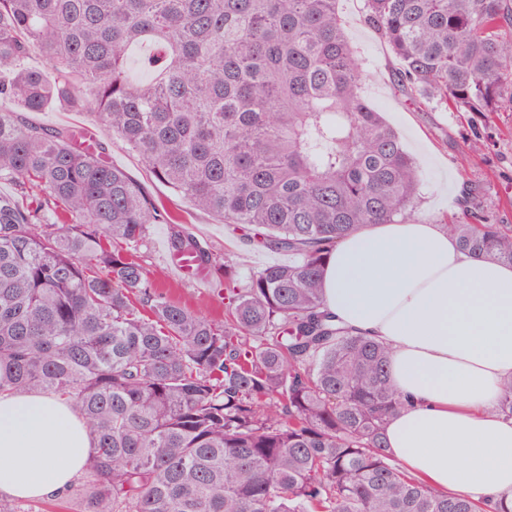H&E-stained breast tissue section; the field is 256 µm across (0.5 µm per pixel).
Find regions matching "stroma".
<instances>
[{
  "label": "stroma",
  "instance_id": "35a3bbf8",
  "mask_svg": "<svg viewBox=\"0 0 512 512\" xmlns=\"http://www.w3.org/2000/svg\"><path fill=\"white\" fill-rule=\"evenodd\" d=\"M361 11L362 0H339L348 37L368 72L363 96L383 112L420 167L419 217L439 224L456 217L461 212L463 190L472 184L480 190L479 201L488 221L512 225V111L504 109L473 117L411 105L393 81L397 63L392 53L362 22ZM28 118L50 128L91 129L109 162L126 171L161 212L171 217V224L151 225L141 259L160 288L170 291L193 310L220 317L224 312V295L216 280L183 281L167 266L165 255L172 225L182 227L221 260L236 263L237 282L242 286L253 271L289 262L288 253L259 247L248 229L223 223L192 207L158 182L139 156L111 131L96 124L89 114L47 110L29 113Z\"/></svg>",
  "mask_w": 512,
  "mask_h": 512
}]
</instances>
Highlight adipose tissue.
Listing matches in <instances>:
<instances>
[{
	"label": "adipose tissue",
	"mask_w": 512,
	"mask_h": 512,
	"mask_svg": "<svg viewBox=\"0 0 512 512\" xmlns=\"http://www.w3.org/2000/svg\"><path fill=\"white\" fill-rule=\"evenodd\" d=\"M323 288L346 327L391 349L408 405L386 439L401 466L446 492L512 502V421L493 412L512 375V264L464 253L437 224H373L336 244ZM92 447L56 397H0V497L66 493Z\"/></svg>",
	"instance_id": "obj_1"
}]
</instances>
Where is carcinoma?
Listing matches in <instances>:
<instances>
[{"mask_svg":"<svg viewBox=\"0 0 512 512\" xmlns=\"http://www.w3.org/2000/svg\"><path fill=\"white\" fill-rule=\"evenodd\" d=\"M338 0H0V395L65 400L94 440L79 512H487L403 470L407 405L390 348L336 322L322 273L340 240L417 218L421 172L362 96ZM415 105L512 108L507 0H363ZM160 52L152 80L132 48ZM33 54L49 64L26 65ZM87 112L191 206L295 259L250 274L172 227L175 255L224 269V319L158 288L140 259L170 223L97 144L26 120ZM443 225L512 264V226ZM495 409L512 419V376ZM154 54V48L149 45L135 47L128 61L129 74L135 82H145L151 76L149 60Z\"/></svg>","mask_w":512,"mask_h":512,"instance_id":"cac0c4a2","label":"carcinoma"}]
</instances>
